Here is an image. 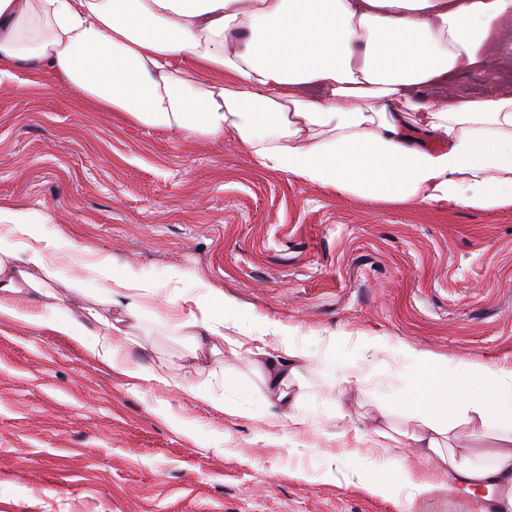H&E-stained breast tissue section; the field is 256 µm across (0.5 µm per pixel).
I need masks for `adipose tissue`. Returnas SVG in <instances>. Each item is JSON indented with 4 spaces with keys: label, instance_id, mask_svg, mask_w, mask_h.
Returning <instances> with one entry per match:
<instances>
[{
    "label": "adipose tissue",
    "instance_id": "ef3b65f1",
    "mask_svg": "<svg viewBox=\"0 0 512 512\" xmlns=\"http://www.w3.org/2000/svg\"><path fill=\"white\" fill-rule=\"evenodd\" d=\"M512 0H0V76L41 70L77 100L133 123L233 139L261 168L366 201L421 204L441 212L512 204V93L450 101L420 90L482 68L490 46L512 56L502 28ZM40 224L53 225L48 235ZM86 249L50 210L0 202V317L79 343L133 379L163 380L134 366L114 337L130 339L154 291L151 272L122 270L96 252L80 275L61 264ZM56 281L72 304L31 305ZM166 316L197 359L247 352L255 380H224V410L245 417L277 408L295 430L310 424L302 371L317 357L332 386L365 383L385 359L403 388L379 404L403 407L427 471L393 453L378 426L352 429L357 444L386 452L390 477L352 471L369 495L407 502L441 476L472 487L512 479V369L455 360L383 336L362 339L363 359L334 336L323 355L297 327L245 311L220 289H178ZM492 433V464L448 445L457 422Z\"/></svg>",
    "mask_w": 512,
    "mask_h": 512
}]
</instances>
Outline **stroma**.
I'll return each instance as SVG.
<instances>
[{
    "label": "stroma",
    "instance_id": "1",
    "mask_svg": "<svg viewBox=\"0 0 512 512\" xmlns=\"http://www.w3.org/2000/svg\"><path fill=\"white\" fill-rule=\"evenodd\" d=\"M0 200L51 209L79 243L156 274L134 328L141 366L209 387L208 399L99 364L82 346L0 317V512H402L356 481L321 476L323 452L359 451L342 427L369 429L375 402L401 387L397 364L345 395L330 370L303 372L317 403L294 433L225 414L224 374L251 377L247 354L198 374L163 303L171 269L186 290L209 284L246 309L329 337L387 336L454 358L512 368V206L440 212L303 185L217 144L146 128L77 103L36 70L0 78ZM512 91V59L454 75L449 97ZM344 410L345 420L335 418ZM309 446L306 454L294 445ZM458 482L414 512H471Z\"/></svg>",
    "mask_w": 512,
    "mask_h": 512
}]
</instances>
